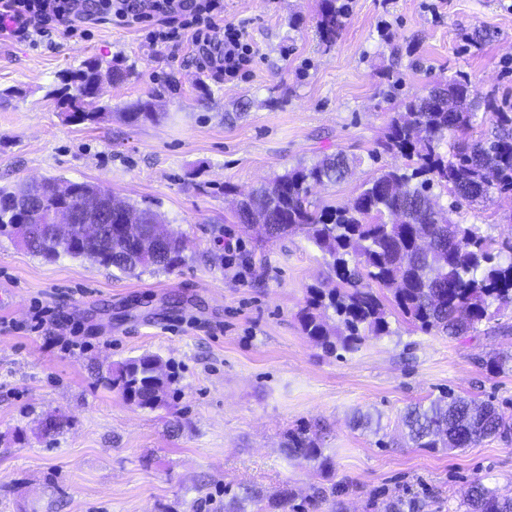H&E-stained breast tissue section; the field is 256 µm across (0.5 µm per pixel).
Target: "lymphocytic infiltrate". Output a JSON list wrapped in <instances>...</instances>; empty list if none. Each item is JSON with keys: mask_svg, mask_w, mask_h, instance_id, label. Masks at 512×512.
<instances>
[{"mask_svg": "<svg viewBox=\"0 0 512 512\" xmlns=\"http://www.w3.org/2000/svg\"><path fill=\"white\" fill-rule=\"evenodd\" d=\"M94 18L152 27L157 44L189 40L198 68L218 76H234L249 55L243 30L224 21V0H0V37L67 38Z\"/></svg>", "mask_w": 512, "mask_h": 512, "instance_id": "lymphocytic-infiltrate-1", "label": "lymphocytic infiltrate"}]
</instances>
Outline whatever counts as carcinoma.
Listing matches in <instances>:
<instances>
[{
    "mask_svg": "<svg viewBox=\"0 0 512 512\" xmlns=\"http://www.w3.org/2000/svg\"><path fill=\"white\" fill-rule=\"evenodd\" d=\"M348 12L346 0H321L317 29L323 45L336 44ZM104 75L120 83L129 72L88 61L55 95L68 113H82L83 120L95 122L97 113L84 111L82 104ZM477 103L464 74L401 102L379 144L396 163L365 182L346 206L319 209L307 201L310 185L335 184L347 177L355 159L342 151L278 175L239 202V223L264 225L271 240L300 234L323 254L327 280L310 290L301 325L326 352L353 351L368 336L389 333L383 290L417 328L456 339L488 318L493 303L512 305V237L498 242L479 225L457 224L449 217L494 192L512 193L511 113H496V127L485 137L444 145L448 133L471 127ZM435 187L451 198L449 206L433 198ZM90 189L86 183L55 179L34 181L19 194L1 187L0 232L13 233L17 217L32 210L38 223L31 225L23 245L44 258L62 253L82 257L87 248L99 254L100 264L128 275L182 262V236L175 231L165 232V250L155 251L150 229L158 213L150 204L123 203L113 211L110 242L100 238L85 243L77 228L71 242L57 240L47 223L49 213L67 204L77 206ZM169 383L165 364L153 354L123 364L108 378V385L134 393L141 408L162 402ZM402 422L417 448H471L487 438L512 436V422L493 401L478 404L451 391L427 405L408 406ZM283 452L289 458L317 461L324 469L330 466L304 426L288 431ZM291 497L286 489L267 500L251 491L244 495L257 512H278ZM461 506L464 512H512V498L475 480ZM421 508L415 498L398 497L382 501L379 512Z\"/></svg>",
    "mask_w": 512,
    "mask_h": 512,
    "instance_id": "carcinoma-1",
    "label": "carcinoma"
}]
</instances>
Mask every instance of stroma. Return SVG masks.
<instances>
[{"instance_id": "1", "label": "stroma", "mask_w": 512, "mask_h": 512, "mask_svg": "<svg viewBox=\"0 0 512 512\" xmlns=\"http://www.w3.org/2000/svg\"><path fill=\"white\" fill-rule=\"evenodd\" d=\"M320 0H224V20L252 47L235 77L199 72L188 42L153 46L143 29L85 25L66 41L0 40V187L57 178L155 203L184 237L170 270L122 275L85 257L46 260L0 234V512H224L252 489L293 493L287 512H376L378 501L424 498L458 512L481 479L512 497V440L448 452L407 447L401 415L443 391L493 400L512 417V370L480 359L512 349V308L451 339L391 314L390 334L327 354L298 313L327 275L302 235L265 241L234 215L237 194L327 154L351 174L313 187L319 206L347 205L390 165L371 158L398 103L468 74L480 138L512 113V0H350L325 48ZM96 58L128 70L104 84L97 122H71L51 94ZM138 102L153 119L128 123ZM453 221L512 235V194L463 207ZM238 243L229 260L225 239ZM50 309L54 340L35 327ZM161 357L172 381L141 408L106 385L108 369ZM370 428H355V414ZM57 429L44 433L46 419ZM305 426L333 462L289 459Z\"/></svg>"}]
</instances>
